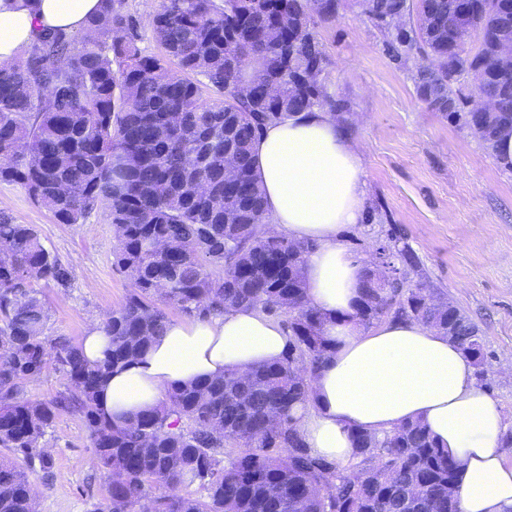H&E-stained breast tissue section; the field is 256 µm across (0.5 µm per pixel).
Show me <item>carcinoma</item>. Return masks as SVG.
<instances>
[{
    "label": "carcinoma",
    "mask_w": 512,
    "mask_h": 512,
    "mask_svg": "<svg viewBox=\"0 0 512 512\" xmlns=\"http://www.w3.org/2000/svg\"><path fill=\"white\" fill-rule=\"evenodd\" d=\"M86 34L49 31L17 60L0 64V181L19 184L60 224L109 213L115 265L130 290L103 327L104 359L45 334L50 318L33 283L64 284L70 272L31 224L0 212V512H32L26 469L51 467L42 444L57 418L83 417L107 496L96 512H461L456 464L420 421L382 435L363 431L342 466L310 455L294 424L331 352L323 316L307 300L302 269L312 245L270 235L254 170L253 143L270 123L298 112L344 107L324 83L328 58L315 25L336 19L341 0H161L151 22L162 49L146 56L126 0H102ZM364 13L401 23L395 49L429 60L420 99H445L442 115L479 128L495 151L512 131V65L499 58L512 28L503 0H361ZM428 7L433 22L414 17ZM476 52L468 50L472 34ZM204 77V81L194 76ZM478 75L495 101L473 112L456 85ZM278 87L275 98L268 88ZM232 151L245 194L224 201V153ZM172 305L203 318L228 307L286 317L288 356L172 389L160 406L117 425L98 404L103 379L160 335ZM449 327L484 368V340L442 298L425 300L400 276L365 272L358 323L389 314ZM59 370L64 391L33 401L25 384ZM194 491H189V488Z\"/></svg>",
    "instance_id": "cac0c4a2"
}]
</instances>
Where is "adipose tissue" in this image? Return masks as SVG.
<instances>
[{"mask_svg": "<svg viewBox=\"0 0 512 512\" xmlns=\"http://www.w3.org/2000/svg\"><path fill=\"white\" fill-rule=\"evenodd\" d=\"M101 0H0V63L18 58L44 30L85 31ZM273 230L311 243L303 276L324 316L332 351L320 365L296 427L312 455L347 463L356 431L383 434L419 420L458 465L462 512H512V466L500 448L502 416L479 390L471 358L435 329L391 318L363 329L354 318L368 260H354L339 233L362 223L364 172L350 131L316 109L267 126L253 144ZM289 349L282 326L253 309L169 321L145 352L104 382L114 422L159 405L176 386L247 370Z\"/></svg>", "mask_w": 512, "mask_h": 512, "instance_id": "ef3b65f1", "label": "adipose tissue"}]
</instances>
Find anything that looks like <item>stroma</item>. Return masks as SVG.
<instances>
[{
  "label": "stroma",
  "mask_w": 512,
  "mask_h": 512,
  "mask_svg": "<svg viewBox=\"0 0 512 512\" xmlns=\"http://www.w3.org/2000/svg\"><path fill=\"white\" fill-rule=\"evenodd\" d=\"M315 33L328 55L327 91L346 106V123L362 153L364 223L341 234L355 259L396 238L416 257L403 266L408 285L449 300L481 331L486 377L479 387L499 406L512 431V169L469 130L420 100L415 87L426 56L388 49L381 26L358 0H342L335 21ZM0 210L33 225L45 247L68 266L67 286L34 285L49 309L47 334L81 340L129 290L115 266L117 245L105 209L81 223L59 224L24 188L0 183ZM43 444L50 473L32 470L36 512H96L103 474L83 418L63 414Z\"/></svg>",
  "instance_id": "1"
}]
</instances>
